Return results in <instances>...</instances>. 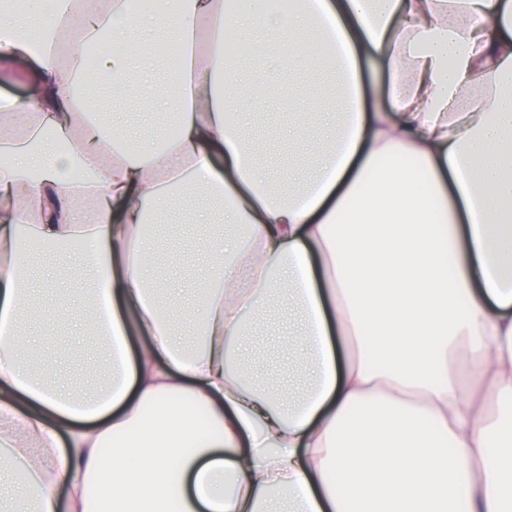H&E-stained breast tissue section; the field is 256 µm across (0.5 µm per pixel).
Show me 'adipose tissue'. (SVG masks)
<instances>
[{"mask_svg":"<svg viewBox=\"0 0 512 512\" xmlns=\"http://www.w3.org/2000/svg\"><path fill=\"white\" fill-rule=\"evenodd\" d=\"M132 83L179 45L166 148L117 153L73 86L84 48ZM0 60L28 61L31 97L0 107V494L33 512H512V0H61L52 25L0 16ZM384 76L373 102L363 65ZM323 67L336 117L312 175L272 191L242 132L262 87ZM206 188L240 233L209 240L212 274L181 342L148 275L147 226ZM75 261L93 285L106 382L28 369V265ZM299 309L305 383L244 359L272 291Z\"/></svg>","mask_w":512,"mask_h":512,"instance_id":"1","label":"adipose tissue"}]
</instances>
